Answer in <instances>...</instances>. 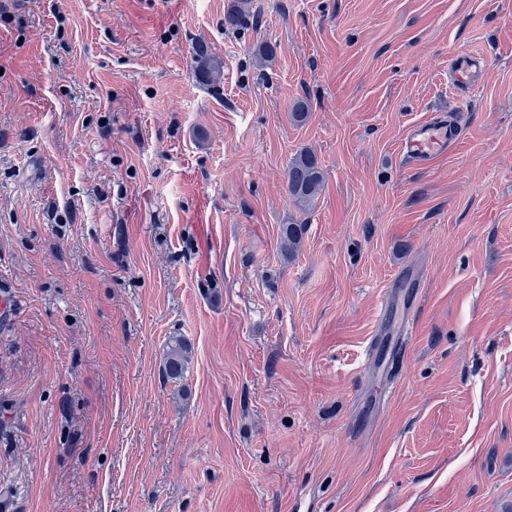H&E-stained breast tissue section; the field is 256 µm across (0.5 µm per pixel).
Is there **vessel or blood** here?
I'll return each instance as SVG.
<instances>
[{
	"label": "vessel or blood",
	"mask_w": 512,
	"mask_h": 512,
	"mask_svg": "<svg viewBox=\"0 0 512 512\" xmlns=\"http://www.w3.org/2000/svg\"><path fill=\"white\" fill-rule=\"evenodd\" d=\"M462 134L460 121L435 114L413 123L400 145L401 158L410 165L431 167L450 152Z\"/></svg>",
	"instance_id": "vessel-or-blood-1"
}]
</instances>
